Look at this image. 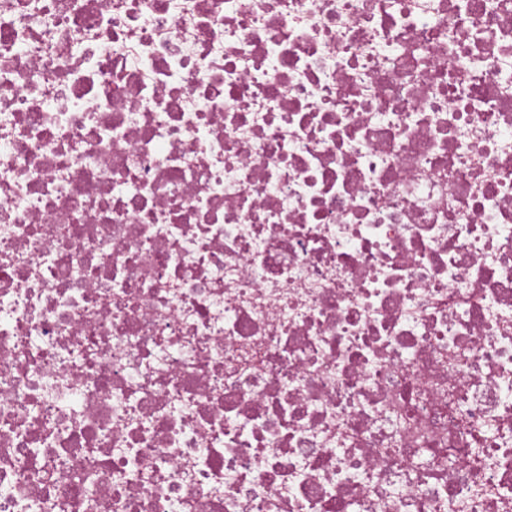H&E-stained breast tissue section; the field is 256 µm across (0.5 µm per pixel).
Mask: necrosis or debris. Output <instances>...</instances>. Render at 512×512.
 Listing matches in <instances>:
<instances>
[{
	"mask_svg": "<svg viewBox=\"0 0 512 512\" xmlns=\"http://www.w3.org/2000/svg\"><path fill=\"white\" fill-rule=\"evenodd\" d=\"M0 512H512V0H0Z\"/></svg>",
	"mask_w": 512,
	"mask_h": 512,
	"instance_id": "4bbe7bcc",
	"label": "necrosis or debris"
}]
</instances>
